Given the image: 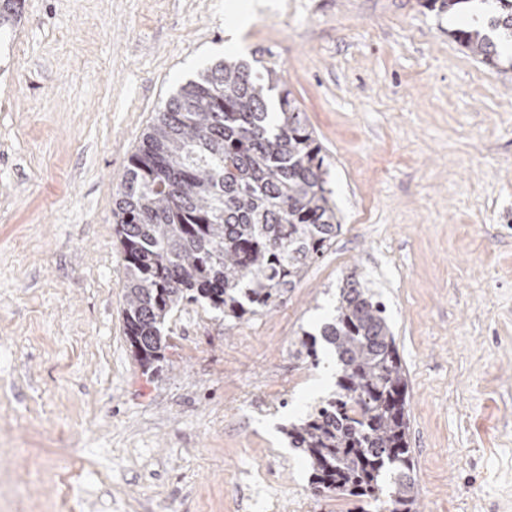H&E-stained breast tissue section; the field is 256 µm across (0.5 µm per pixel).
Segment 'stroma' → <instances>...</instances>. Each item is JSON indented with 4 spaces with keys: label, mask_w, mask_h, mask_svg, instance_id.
I'll return each instance as SVG.
<instances>
[{
    "label": "stroma",
    "mask_w": 512,
    "mask_h": 512,
    "mask_svg": "<svg viewBox=\"0 0 512 512\" xmlns=\"http://www.w3.org/2000/svg\"><path fill=\"white\" fill-rule=\"evenodd\" d=\"M247 17L238 38L228 26ZM419 0H23L0 34V512H348L286 427L336 388L298 359L357 273L408 379L418 512H512V67ZM233 56L275 68L321 142L335 243L274 306L166 325L158 374L124 334L113 194L165 101ZM283 390L270 412L248 397ZM70 447L63 483L56 456Z\"/></svg>",
    "instance_id": "obj_1"
}]
</instances>
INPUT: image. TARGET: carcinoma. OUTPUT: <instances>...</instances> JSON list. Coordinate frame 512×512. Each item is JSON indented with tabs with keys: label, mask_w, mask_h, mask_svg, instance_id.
I'll return each mask as SVG.
<instances>
[{
	"label": "carcinoma",
	"mask_w": 512,
	"mask_h": 512,
	"mask_svg": "<svg viewBox=\"0 0 512 512\" xmlns=\"http://www.w3.org/2000/svg\"><path fill=\"white\" fill-rule=\"evenodd\" d=\"M455 38L498 66L512 46V0ZM22 0H0V29ZM323 148L278 72L225 59L182 84L143 134L115 191L125 336L141 366L164 358L185 304L241 320L269 308L341 229ZM335 394L285 434L326 494L417 512L408 380L384 304L355 275L321 330Z\"/></svg>",
	"instance_id": "obj_1"
}]
</instances>
